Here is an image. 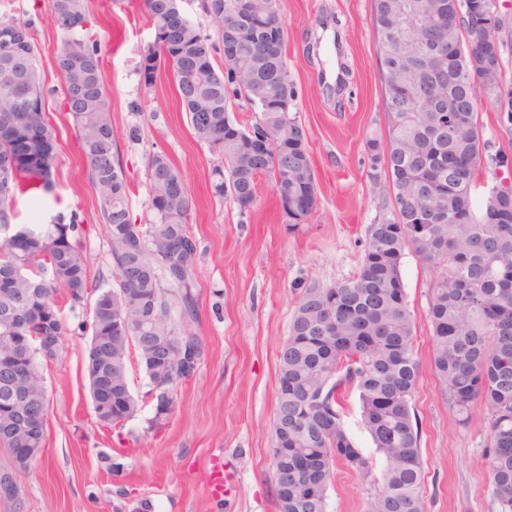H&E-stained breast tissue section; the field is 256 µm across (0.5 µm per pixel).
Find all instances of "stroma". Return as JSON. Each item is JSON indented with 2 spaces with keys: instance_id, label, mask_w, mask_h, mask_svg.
I'll return each mask as SVG.
<instances>
[{
  "instance_id": "stroma-1",
  "label": "stroma",
  "mask_w": 512,
  "mask_h": 512,
  "mask_svg": "<svg viewBox=\"0 0 512 512\" xmlns=\"http://www.w3.org/2000/svg\"><path fill=\"white\" fill-rule=\"evenodd\" d=\"M285 60L316 174V203L301 224L286 223L269 178L248 210L210 191L221 158L199 141L174 81L160 70L144 86L138 62L154 34L143 0H95L88 34L100 49L110 91L117 151L131 180L132 223L147 224L146 162L161 150L184 176L195 208L198 241L192 330L204 345L195 374L178 387L162 421L143 398L148 379L130 351L129 384L141 397L123 428L101 424L85 372L90 308L63 307L57 357L40 361L47 391V429L39 460L19 474L21 507L0 512H278L269 449L277 397L278 353L288 336L301 286L347 281L362 259L368 225L393 207L370 175L369 136L385 130L384 85L372 0H278ZM31 22L38 65L54 95L45 111L57 135L54 185L17 196L15 221L49 224L75 216L92 283H113L101 195L88 178L72 118L62 105L55 66L62 36L47 0H0V18ZM401 273L420 366L411 407L417 420L427 512H492L487 409L475 403L468 425L451 416L431 366L428 308L438 270L406 251ZM223 458L235 480L214 500L206 488L210 458ZM370 485L344 461L333 467L326 512H365Z\"/></svg>"
}]
</instances>
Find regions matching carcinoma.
Instances as JSON below:
<instances>
[{
    "label": "carcinoma",
    "mask_w": 512,
    "mask_h": 512,
    "mask_svg": "<svg viewBox=\"0 0 512 512\" xmlns=\"http://www.w3.org/2000/svg\"><path fill=\"white\" fill-rule=\"evenodd\" d=\"M437 12H477L494 18L500 32L506 19L494 12L497 0H411ZM388 0H373L377 39H382ZM206 13L227 41L224 19L251 11L253 36L241 56L213 63L211 36L177 15L178 0H144L154 42L144 50L138 73L146 86L154 84L161 67L169 69L196 138L217 149L224 162L211 172L212 193L230 195L240 210L253 205L261 177L271 179L276 198L306 196L315 202L316 185L309 178L313 165L303 126L292 112L282 111L254 84L255 73L274 70L277 86L294 96L285 57L264 56L267 42L284 27L277 0H203ZM54 27L63 40L56 55L62 82L72 101L68 106L76 138L85 158L89 180L101 194L100 212L110 242L114 284L93 287L77 224H25L22 234L0 241V349L12 336H63L61 302L90 310L91 343L99 352L98 372L108 378L110 395L94 407L98 421L116 427L128 417L112 407L119 393L131 392L128 379L130 347L139 353L148 379L156 375L149 361L150 336H171L193 345L203 355L202 342L192 331L198 250L192 244L179 252L181 274L171 277L156 262L160 243L177 236L194 237L189 218L195 206L181 171L162 150L146 164L150 187L149 224L131 222L130 183L114 151L115 134L103 62L97 43L82 24L92 12V0H48ZM483 39L471 28L448 30V40L460 46L448 66L453 88H438L437 105L456 103L453 127L444 147L432 139L438 113L432 108L407 111V91L384 75L387 137H369L377 150L371 169L386 163L383 196L397 204L394 217L371 224L357 273L348 281L304 288L289 326L288 347L278 359L276 411L288 417V445L274 436L269 449L274 471L288 472V484L275 479L278 509L284 500H302L304 507L288 512H325L333 465L342 459L370 480L373 492L367 512H426L418 430L411 401L419 375L414 356V322L401 277V259L410 249L440 268L429 305L435 374L450 411L461 423L469 421L473 403L488 409L491 495L495 512H512V184L506 180L479 201L483 157L490 142L483 137L477 104L485 97L498 105L501 123L512 128V91L503 85L501 50L489 47L471 56L467 44ZM0 227L15 219L18 194L53 186L56 137L45 112V90L36 64L31 25L0 20ZM27 98L25 109L15 97ZM246 108L255 113L248 127L235 115ZM271 140L267 152L251 154L248 130ZM288 169V180L277 174ZM448 189L447 213L433 224L409 226L407 219L427 207L426 183ZM139 247L131 250L129 242ZM176 289L181 304V328L172 325L168 307L158 300L161 279ZM46 359L57 351L30 352L29 360L5 374L0 371V400L5 384L25 391L26 410L35 419L47 416V394L36 355ZM358 392L362 421L377 453L384 460L380 476L343 422L341 395ZM336 412V432L320 428L321 412Z\"/></svg>",
    "instance_id": "obj_1"
}]
</instances>
